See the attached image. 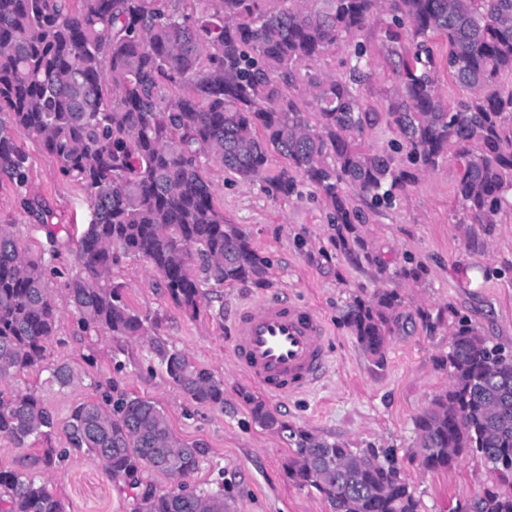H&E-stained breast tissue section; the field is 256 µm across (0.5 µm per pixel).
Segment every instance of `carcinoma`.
Here are the masks:
<instances>
[{
    "label": "carcinoma",
    "mask_w": 512,
    "mask_h": 512,
    "mask_svg": "<svg viewBox=\"0 0 512 512\" xmlns=\"http://www.w3.org/2000/svg\"><path fill=\"white\" fill-rule=\"evenodd\" d=\"M388 17L381 40L396 85L384 111L365 104L371 80L357 36ZM433 35L448 41L446 69L467 95L451 105L436 87ZM352 48L339 78L320 62ZM512 0H0V179L26 185L33 140L58 172L83 191L90 220L74 268L54 265L56 250L32 256L12 225H0V438L26 449L33 438L65 433L112 479L135 489L148 471L135 448L178 459L177 474L199 465L158 403L117 391L77 405L61 420L35 393L4 388L43 367L64 387L66 364L47 363L61 317L54 284L84 331L115 338L149 335L114 281L122 255L145 260L175 305L195 317L208 286L268 283L270 260L240 224L224 217L204 174L218 164L242 182H266L288 197L301 178L320 190L343 245L373 210L406 192L415 172L453 154L455 198L473 224H494L512 189ZM397 139L373 148L364 134L380 122ZM407 151L411 169L398 166ZM278 155L287 165L269 178ZM51 242L57 232L33 199ZM403 298L395 288L354 297L343 315L364 352L381 357ZM441 366L448 387L415 420L426 471L481 454L491 480L482 512H512V357L470 325L454 327ZM153 351L171 381L204 408L224 409V383L160 339ZM252 421L282 436L292 453L288 479L315 489L332 512H420L393 448H351L281 420L261 398L242 393ZM66 448H45V470ZM0 512H65L45 481L0 469ZM133 512H231L221 493L181 482L136 494Z\"/></svg>",
    "instance_id": "cac0c4a2"
}]
</instances>
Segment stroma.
Instances as JSON below:
<instances>
[{
	"mask_svg": "<svg viewBox=\"0 0 512 512\" xmlns=\"http://www.w3.org/2000/svg\"><path fill=\"white\" fill-rule=\"evenodd\" d=\"M362 40L373 73L363 95L381 111L395 80L379 25L364 31ZM19 144L28 156V182L20 190L0 180V224L12 225L32 254H40L48 246L46 231L21 206L22 195L38 198L58 226L59 261L71 264L87 222L86 199L33 141L23 137ZM457 174L458 165L451 159L434 171L418 173L415 184L392 207L368 214L357 225L358 242L346 248L328 222L326 200L314 188L302 185L297 194L282 198L262 183L241 182L217 165L209 168L225 217L243 225L253 247L270 259L268 286L210 289V310L193 318L172 302L159 275L142 259L123 257L114 273L127 303L147 318L153 337L184 350L223 381V409L197 407L167 377L148 340L84 333L66 306L48 354L51 361L72 367L73 383L58 386L48 372L36 370L9 386L36 390L63 419L76 404L94 396L95 384L116 382L119 389L158 402L175 434L199 445V467L187 479L191 487L223 493L234 512H331L316 490L287 478L288 444L255 426L240 397L260 388L233 364L234 316L248 302L282 295L312 306L325 322L329 367L312 388L268 398L269 407L293 426L353 448L375 444L396 449L421 512H453L482 489L490 470L477 453L445 470H423L414 453V420L448 385L440 361L448 352L454 324H471L489 344L512 353V208H502L492 224L464 222L454 196ZM404 268L417 269V278L398 277ZM379 288L398 289L404 298L380 362L365 354L343 322L354 296L368 297ZM423 310L429 312V321L420 318ZM90 353L96 356L91 366L84 361ZM48 444L67 448L68 440L59 432L20 450L0 439V469L25 466L42 475L66 512H132V490L118 486L86 452L70 450L60 466L43 472L36 459Z\"/></svg>",
	"mask_w": 512,
	"mask_h": 512,
	"instance_id": "stroma-1",
	"label": "stroma"
}]
</instances>
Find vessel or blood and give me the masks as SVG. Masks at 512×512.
<instances>
[{
	"label": "vessel or blood",
	"instance_id": "1",
	"mask_svg": "<svg viewBox=\"0 0 512 512\" xmlns=\"http://www.w3.org/2000/svg\"><path fill=\"white\" fill-rule=\"evenodd\" d=\"M327 328L305 305L263 297L237 314L233 354L267 394L285 397L314 386L328 368Z\"/></svg>",
	"mask_w": 512,
	"mask_h": 512
}]
</instances>
